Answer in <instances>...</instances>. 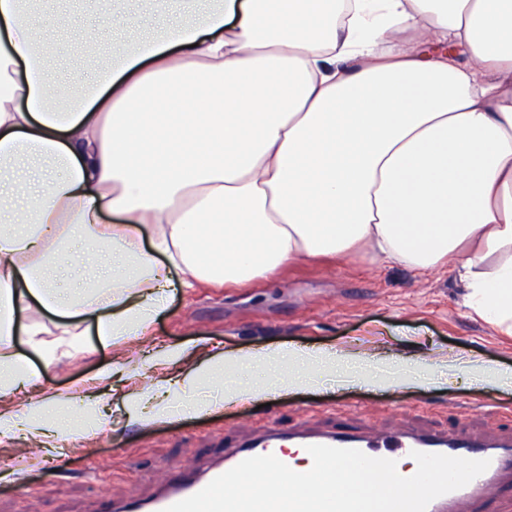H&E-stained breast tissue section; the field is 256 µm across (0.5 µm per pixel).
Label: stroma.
Wrapping results in <instances>:
<instances>
[{
	"label": "stroma",
	"instance_id": "1",
	"mask_svg": "<svg viewBox=\"0 0 512 512\" xmlns=\"http://www.w3.org/2000/svg\"><path fill=\"white\" fill-rule=\"evenodd\" d=\"M124 8L132 24L123 35L99 26L95 48L78 43V32L99 25L102 14ZM46 13L61 30L63 47L52 58L55 75L71 88L91 82L112 52L116 38L155 34L164 23V0H51ZM464 287L447 268L424 274L387 265L359 253L335 260L299 259L267 277L235 287L203 285L169 296L150 333L120 346L102 344L93 313L79 318L82 335L75 357L54 359L31 351L25 336L14 338L40 375L27 395H70L74 414L92 441L71 434L67 444L30 455L23 436L0 443V512H100L104 495L114 503H145L167 484L174 466L191 461L208 469L224 447L268 430H326L337 407L367 431L406 422L448 430L460 425L480 431L493 424L512 428V390L476 389L457 383L396 391L340 390L327 386L311 394L281 398L263 408L203 414L170 423H136L131 382L113 383L112 361L128 367L149 363L170 346H188L192 356L169 374L204 369L214 350H247L295 343L345 344L355 350L387 349L408 355L419 345L483 353L512 366V335L502 333L462 304ZM20 469L19 478L9 472Z\"/></svg>",
	"mask_w": 512,
	"mask_h": 512
}]
</instances>
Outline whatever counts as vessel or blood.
Listing matches in <instances>:
<instances>
[{"mask_svg": "<svg viewBox=\"0 0 512 512\" xmlns=\"http://www.w3.org/2000/svg\"><path fill=\"white\" fill-rule=\"evenodd\" d=\"M287 444L305 449L317 461L387 469L402 455L420 459L422 471L407 480L416 489L411 512H497L498 498L512 493V431L491 427L477 435L463 429L440 434L402 427L372 433L341 421L326 432L264 433L235 446L222 465L204 473L183 463L176 479L150 502L149 512H237L236 477L259 459L282 463ZM451 460L462 463V472L443 471Z\"/></svg>", "mask_w": 512, "mask_h": 512, "instance_id": "1", "label": "vessel or blood"}]
</instances>
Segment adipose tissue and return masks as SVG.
Returning a JSON list of instances; mask_svg holds the SVG:
<instances>
[{
	"label": "adipose tissue",
	"instance_id": "1",
	"mask_svg": "<svg viewBox=\"0 0 512 512\" xmlns=\"http://www.w3.org/2000/svg\"><path fill=\"white\" fill-rule=\"evenodd\" d=\"M27 3L0 0V442L21 433L42 448L63 429L47 399L19 398L34 374L12 339L44 353L21 324L35 302L70 317L61 333L76 335L87 295L52 286L76 262L99 271L107 345L146 334L173 287L353 251L452 267L465 305L512 334V0H198L161 35L114 48L77 94L40 54L60 42L55 22ZM188 353L154 360L137 388L141 424L308 391L318 366L342 388L419 387L444 364L512 389V367L471 354L421 349L383 375L379 351L284 343L214 355L224 394L205 401L197 372L164 375ZM288 460L255 461L239 497L260 501L261 481L283 499L408 512L400 477L420 467L400 459L380 489L350 462L315 466L300 448Z\"/></svg>",
	"mask_w": 512,
	"mask_h": 512
}]
</instances>
